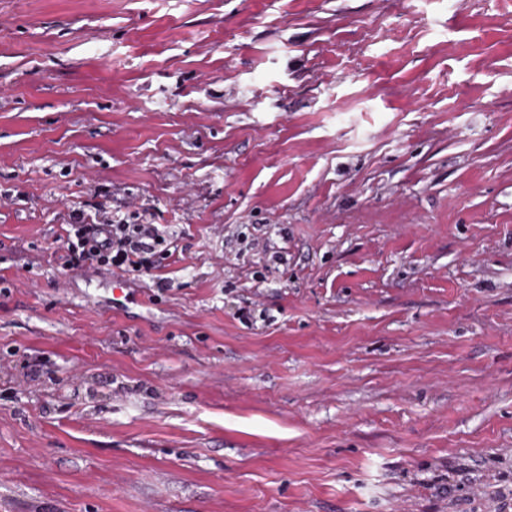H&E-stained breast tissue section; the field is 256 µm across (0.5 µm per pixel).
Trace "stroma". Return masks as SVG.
Returning <instances> with one entry per match:
<instances>
[{
  "mask_svg": "<svg viewBox=\"0 0 512 512\" xmlns=\"http://www.w3.org/2000/svg\"><path fill=\"white\" fill-rule=\"evenodd\" d=\"M0 512H512V0H0ZM69 217V224H61L55 240L60 242L58 251L61 252L62 270L112 269L122 274L148 277L157 292L171 287L161 272L166 266L165 261L176 254L177 244L159 227L163 225L143 220L145 224H127L123 218L117 220L114 217L94 222L80 207L74 208Z\"/></svg>",
  "mask_w": 512,
  "mask_h": 512,
  "instance_id": "35a3bbf8",
  "label": "stroma"
}]
</instances>
